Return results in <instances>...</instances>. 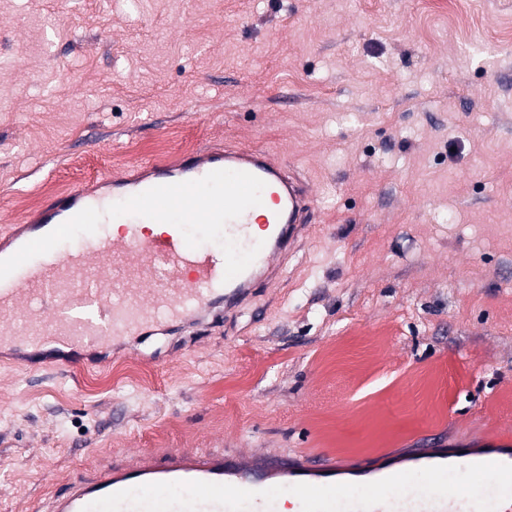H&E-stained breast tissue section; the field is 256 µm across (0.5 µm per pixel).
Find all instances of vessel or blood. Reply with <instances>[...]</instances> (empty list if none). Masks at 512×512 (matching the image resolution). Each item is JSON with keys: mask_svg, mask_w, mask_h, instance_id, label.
Here are the masks:
<instances>
[{"mask_svg": "<svg viewBox=\"0 0 512 512\" xmlns=\"http://www.w3.org/2000/svg\"><path fill=\"white\" fill-rule=\"evenodd\" d=\"M102 182L112 194L60 195L32 223L0 235L1 349L129 346L153 328L171 332L221 320L253 296L276 256L308 234L315 212L309 181L270 152L250 147L204 149L174 164L140 162ZM262 208L268 234L257 240L251 217ZM108 222L121 225L119 236L104 231ZM147 224L165 230L149 235ZM67 229L83 235L71 252L61 244ZM453 463L512 464V448L461 449ZM280 479L318 486L341 481L336 463L315 458L294 468L220 451L145 450L136 461L100 466L68 483L44 512H83L102 497L146 483L205 481L260 491ZM372 512L474 509L458 497L408 495Z\"/></svg>", "mask_w": 512, "mask_h": 512, "instance_id": "b4317fda", "label": "vessel or blood"}]
</instances>
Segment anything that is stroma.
I'll use <instances>...</instances> for the list:
<instances>
[{
  "mask_svg": "<svg viewBox=\"0 0 512 512\" xmlns=\"http://www.w3.org/2000/svg\"><path fill=\"white\" fill-rule=\"evenodd\" d=\"M183 141L273 152L316 222L210 335L0 357V512L142 449L512 436V0H0V231Z\"/></svg>",
  "mask_w": 512,
  "mask_h": 512,
  "instance_id": "obj_1",
  "label": "stroma"
}]
</instances>
